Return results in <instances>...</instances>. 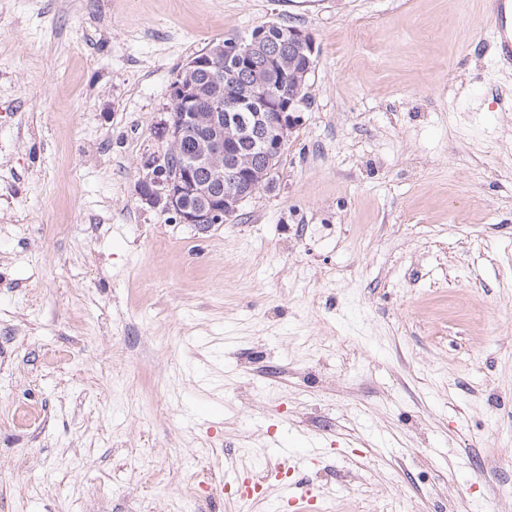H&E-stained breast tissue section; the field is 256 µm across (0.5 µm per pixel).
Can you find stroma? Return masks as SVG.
Segmentation results:
<instances>
[{"label":"stroma","instance_id":"35a3bbf8","mask_svg":"<svg viewBox=\"0 0 512 512\" xmlns=\"http://www.w3.org/2000/svg\"><path fill=\"white\" fill-rule=\"evenodd\" d=\"M308 30L236 220L136 192L180 67ZM325 452L196 498L270 436ZM512 512V70L485 0H0V512Z\"/></svg>","mask_w":512,"mask_h":512}]
</instances>
